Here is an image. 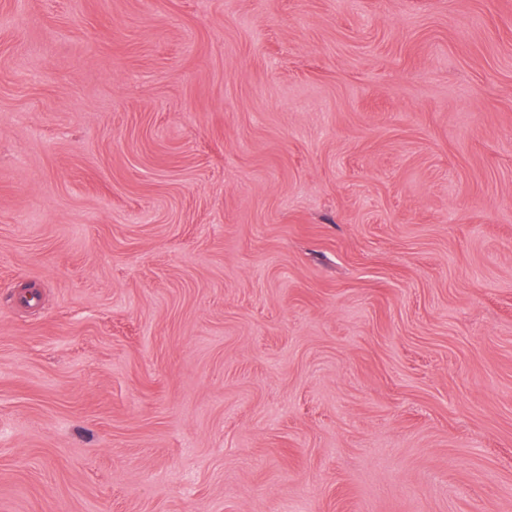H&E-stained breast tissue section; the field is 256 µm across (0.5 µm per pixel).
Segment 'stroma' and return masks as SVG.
I'll use <instances>...</instances> for the list:
<instances>
[{
  "mask_svg": "<svg viewBox=\"0 0 512 512\" xmlns=\"http://www.w3.org/2000/svg\"><path fill=\"white\" fill-rule=\"evenodd\" d=\"M0 512H512V0H0Z\"/></svg>",
  "mask_w": 512,
  "mask_h": 512,
  "instance_id": "35a3bbf8",
  "label": "stroma"
}]
</instances>
